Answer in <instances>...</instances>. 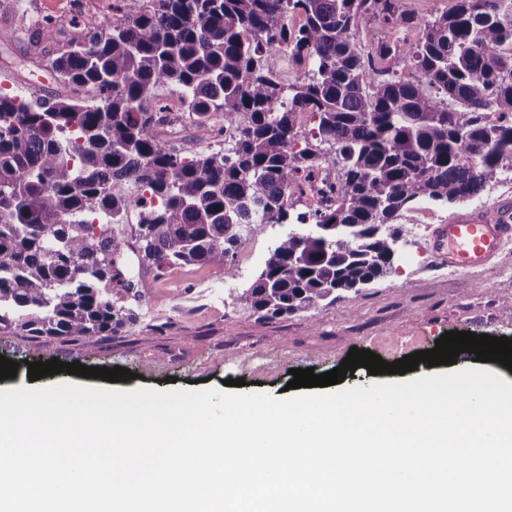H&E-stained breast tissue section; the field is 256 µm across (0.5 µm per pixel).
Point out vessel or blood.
Returning <instances> with one entry per match:
<instances>
[{
    "label": "vessel or blood",
    "mask_w": 512,
    "mask_h": 512,
    "mask_svg": "<svg viewBox=\"0 0 512 512\" xmlns=\"http://www.w3.org/2000/svg\"><path fill=\"white\" fill-rule=\"evenodd\" d=\"M512 242V221L498 208L459 213L435 225L430 249L436 262L451 269L481 271Z\"/></svg>",
    "instance_id": "obj_1"
}]
</instances>
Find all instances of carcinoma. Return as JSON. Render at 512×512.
Instances as JSON below:
<instances>
[{
    "label": "carcinoma",
    "mask_w": 512,
    "mask_h": 512,
    "mask_svg": "<svg viewBox=\"0 0 512 512\" xmlns=\"http://www.w3.org/2000/svg\"><path fill=\"white\" fill-rule=\"evenodd\" d=\"M149 0L107 27L73 21L51 69L91 98L0 92V327L33 339L112 335L141 298L117 260L236 277L235 250L297 222L241 296L266 318L334 303L395 270L393 227L413 205H456L512 174V0ZM294 15L300 27L289 24ZM378 30H418L412 52ZM15 13L0 44L25 27ZM304 75L285 82L283 60ZM174 85L184 111L154 107ZM224 151L187 155L162 129ZM334 152L328 159L326 150ZM335 167L336 198L294 213ZM177 133L165 135L176 147L182 149L186 154L195 152H208L224 149V137L229 135V130H224L222 137L200 140L197 137L195 128L190 125L178 126Z\"/></svg>",
    "instance_id": "obj_1"
}]
</instances>
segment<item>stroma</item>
I'll return each instance as SVG.
<instances>
[{"label": "stroma", "instance_id": "35a3bbf8", "mask_svg": "<svg viewBox=\"0 0 512 512\" xmlns=\"http://www.w3.org/2000/svg\"><path fill=\"white\" fill-rule=\"evenodd\" d=\"M110 0H21L32 20L50 15L60 28L72 17L111 24ZM61 92L47 55L31 37L0 47V90L26 96L32 89ZM512 202V175H499L467 201L455 206L418 204L400 219L402 239L394 274L382 277L344 300L319 304L298 315L264 318L240 296L262 269L288 225H267L239 247L237 276L228 280L208 268H173L156 276L140 271V300H126L134 316L112 335L90 346L73 337L33 340L18 329H0V355L18 362L15 380H28V365L56 358L86 366H120L133 380L117 389H189L204 379L221 387L242 378L260 383L281 397L291 369L312 368L322 374L341 364L351 347L367 349L392 362L434 348L448 331H470L512 338V303L498 290L512 283V243L501 262L482 272L451 270L436 264L429 236L437 224L465 211Z\"/></svg>", "mask_w": 512, "mask_h": 512}]
</instances>
